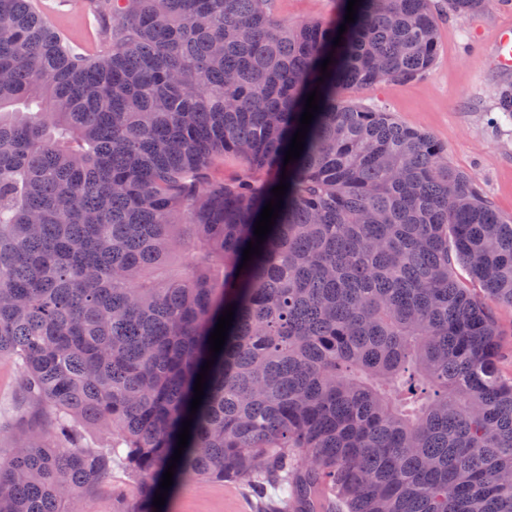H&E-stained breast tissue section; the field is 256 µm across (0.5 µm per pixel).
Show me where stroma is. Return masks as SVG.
<instances>
[{
	"mask_svg": "<svg viewBox=\"0 0 512 512\" xmlns=\"http://www.w3.org/2000/svg\"><path fill=\"white\" fill-rule=\"evenodd\" d=\"M74 45L95 46L103 26L93 11L76 0H42ZM275 15L291 24L308 18L328 20L337 0H274ZM512 23V8L472 16L441 13L439 47L432 68L405 83L386 82L350 91L353 102L392 112L402 124L421 129L447 150L451 166L474 174L483 194L497 211L512 216V125H498L497 94L502 79L488 65L476 62L470 44L472 29L493 40L499 25ZM39 428L54 439L51 416L29 399L18 364L0 357V456H9L22 431ZM136 497L135 481L119 464L108 481L70 502V512H128ZM163 512H254L248 489L220 479L189 478L166 498Z\"/></svg>",
	"mask_w": 512,
	"mask_h": 512,
	"instance_id": "1",
	"label": "stroma"
}]
</instances>
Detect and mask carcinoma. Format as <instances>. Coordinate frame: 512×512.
<instances>
[{
	"label": "carcinoma",
	"mask_w": 512,
	"mask_h": 512,
	"mask_svg": "<svg viewBox=\"0 0 512 512\" xmlns=\"http://www.w3.org/2000/svg\"><path fill=\"white\" fill-rule=\"evenodd\" d=\"M89 2L81 54L34 0H0V357L59 438L0 458V512H68L116 461L127 512H156L188 418L173 485L236 481L258 512H512V218L429 134L346 97L432 66V0H361L336 48L348 0L296 25L273 0ZM497 105L512 124L511 84ZM226 154L235 178L212 173ZM83 424L117 441L86 447Z\"/></svg>",
	"instance_id": "carcinoma-1"
}]
</instances>
